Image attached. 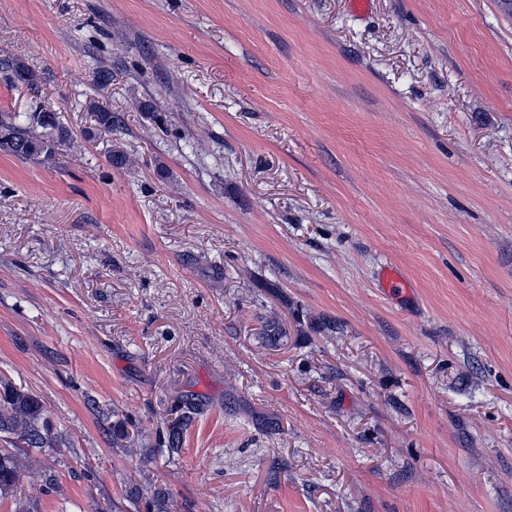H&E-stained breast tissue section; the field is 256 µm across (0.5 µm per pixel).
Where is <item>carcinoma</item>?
<instances>
[{"mask_svg":"<svg viewBox=\"0 0 512 512\" xmlns=\"http://www.w3.org/2000/svg\"><path fill=\"white\" fill-rule=\"evenodd\" d=\"M0 68L11 72L14 83L35 85L34 72L19 58L0 60ZM100 127L107 132L119 127V115L93 105ZM71 140V132L62 122L60 113L34 103L26 112H0V151L21 160L43 163L53 159ZM42 401L28 390L0 380V433L5 442H20L26 452H41L52 447L48 440L49 423L44 417ZM202 413L200 404L186 401L175 409L169 421L164 443L171 454L181 450L183 438L196 418ZM28 469L16 454L0 448V498H11L15 512H30L28 499L22 496L21 475ZM172 502L167 488L156 486L145 501L147 512H170Z\"/></svg>","mask_w":512,"mask_h":512,"instance_id":"carcinoma-1","label":"carcinoma"}]
</instances>
